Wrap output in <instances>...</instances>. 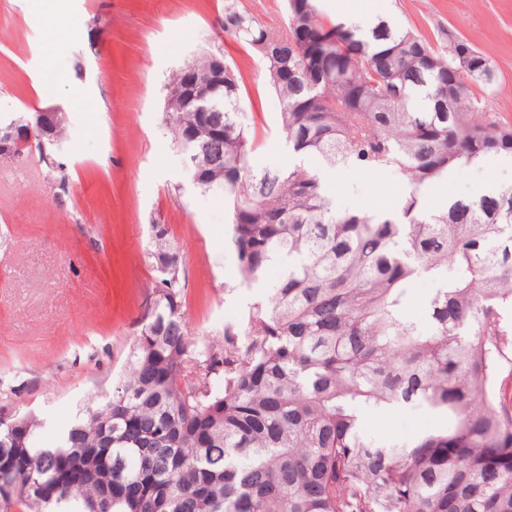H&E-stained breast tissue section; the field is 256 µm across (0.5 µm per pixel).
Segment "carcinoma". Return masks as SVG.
I'll return each mask as SVG.
<instances>
[{"label":"carcinoma","mask_w":512,"mask_h":512,"mask_svg":"<svg viewBox=\"0 0 512 512\" xmlns=\"http://www.w3.org/2000/svg\"><path fill=\"white\" fill-rule=\"evenodd\" d=\"M224 33L261 61L295 162L251 165L227 60L206 100H167L163 124L194 187L229 204L237 269L262 295L224 337L193 335L183 252L151 225V312L113 388L42 448L35 414L0 417V512H512L497 387L512 363V184L434 212L419 196L512 159V125L470 90L491 83V61L387 20H328L314 0H286L280 29L226 0ZM200 125L213 136L187 144ZM67 134L63 113L38 150L60 190ZM342 167L404 177L399 209L336 210L325 175ZM421 274L424 328L408 315ZM415 406L444 426L407 443L365 434L364 413Z\"/></svg>","instance_id":"1"}]
</instances>
